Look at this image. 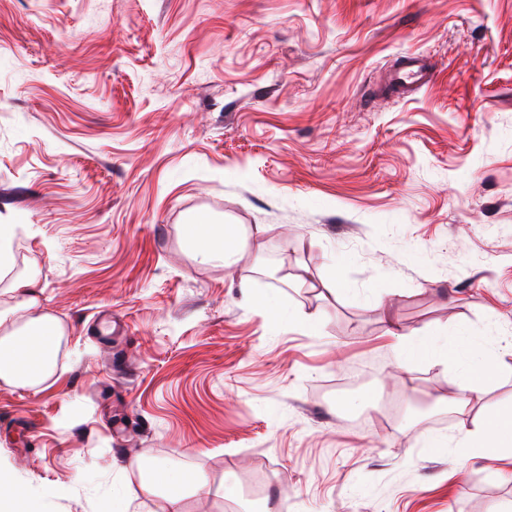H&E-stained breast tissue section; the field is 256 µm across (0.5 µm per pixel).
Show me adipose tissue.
<instances>
[{
    "label": "adipose tissue",
    "instance_id": "adipose-tissue-1",
    "mask_svg": "<svg viewBox=\"0 0 512 512\" xmlns=\"http://www.w3.org/2000/svg\"><path fill=\"white\" fill-rule=\"evenodd\" d=\"M16 230V225L0 224V383L34 389L54 373L66 329L59 317L42 307L37 272L13 275ZM183 241L203 264L219 261L232 266L245 255L259 256L265 248L260 232H244L237 224H215L205 216L184 225ZM387 336L403 361L458 367L457 389L440 396L439 405L457 413L458 430L472 456L512 462V400L483 405L473 416L468 413L474 394L506 370L496 354H478L468 345L450 350L435 337L411 336L396 324ZM148 482L160 489L159 512H186L187 498L204 486L199 478L166 467L153 468Z\"/></svg>",
    "mask_w": 512,
    "mask_h": 512
}]
</instances>
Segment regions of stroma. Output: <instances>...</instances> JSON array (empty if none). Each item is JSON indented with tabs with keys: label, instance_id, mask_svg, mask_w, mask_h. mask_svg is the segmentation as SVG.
<instances>
[{
	"label": "stroma",
	"instance_id": "35a3bbf8",
	"mask_svg": "<svg viewBox=\"0 0 512 512\" xmlns=\"http://www.w3.org/2000/svg\"><path fill=\"white\" fill-rule=\"evenodd\" d=\"M199 215L263 227L261 264L190 258ZM0 221L67 330L39 388L0 384L45 512H154L140 456L205 477L189 512L512 502L434 405L455 369L385 338L512 340V0H0ZM432 77L423 56L409 53L402 57L399 65L390 73L388 82L402 93L412 95L427 86Z\"/></svg>",
	"mask_w": 512,
	"mask_h": 512
}]
</instances>
